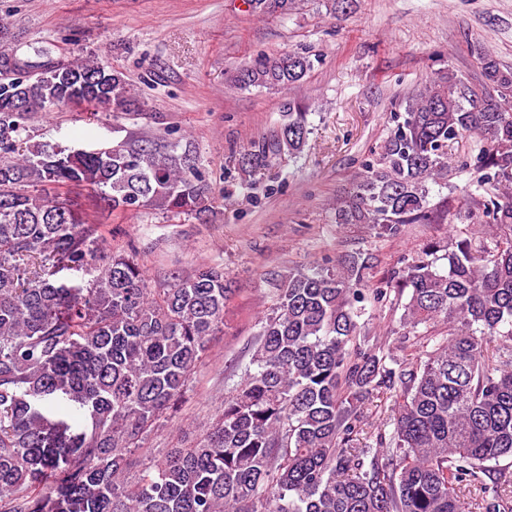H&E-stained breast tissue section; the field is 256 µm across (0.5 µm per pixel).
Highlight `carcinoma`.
Masks as SVG:
<instances>
[{"label": "carcinoma", "instance_id": "carcinoma-1", "mask_svg": "<svg viewBox=\"0 0 512 512\" xmlns=\"http://www.w3.org/2000/svg\"><path fill=\"white\" fill-rule=\"evenodd\" d=\"M246 4L263 17L298 8ZM310 69L286 52L234 84L283 88ZM135 99L93 55L21 58L0 44V512H512V70L485 53L475 83L433 73L336 202V223L385 237L444 224L429 184H447L448 145L476 137L465 168L479 194L463 219L497 233L431 241L374 288L359 256L291 269L250 342L254 369L211 430L158 456L142 443L185 403L231 289L211 265L148 287L139 263L99 245L98 214L200 217L211 188L192 145L153 146L170 128L97 151L37 140L33 127L59 108L101 125ZM286 117L238 162L299 153L306 113L290 102ZM74 191L104 207H74ZM404 297L409 344L396 358L359 320ZM381 393L395 397L391 429L368 436L366 404Z\"/></svg>", "mask_w": 512, "mask_h": 512}]
</instances>
